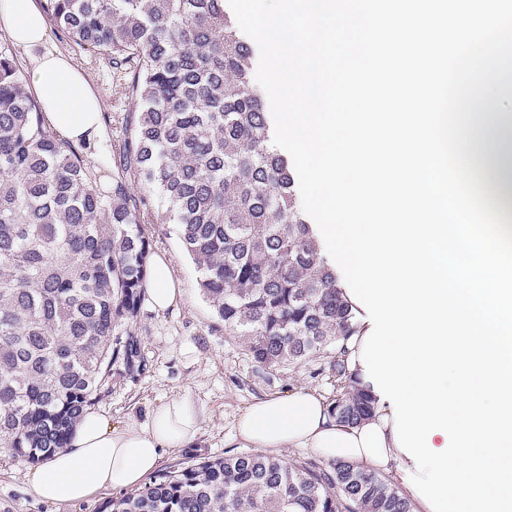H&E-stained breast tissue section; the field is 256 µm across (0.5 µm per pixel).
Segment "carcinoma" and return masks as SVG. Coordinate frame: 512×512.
I'll use <instances>...</instances> for the list:
<instances>
[{
    "label": "carcinoma",
    "instance_id": "carcinoma-1",
    "mask_svg": "<svg viewBox=\"0 0 512 512\" xmlns=\"http://www.w3.org/2000/svg\"><path fill=\"white\" fill-rule=\"evenodd\" d=\"M58 40L106 61L132 108L112 183L47 129L0 45V449L39 463L110 390L146 370L136 333L152 206L177 226L199 287L259 366L336 351L347 425L376 398L345 365L355 309L273 143L254 52L224 0H41ZM140 183L139 192L130 182ZM103 512H414L356 464H287L262 451L164 471Z\"/></svg>",
    "mask_w": 512,
    "mask_h": 512
}]
</instances>
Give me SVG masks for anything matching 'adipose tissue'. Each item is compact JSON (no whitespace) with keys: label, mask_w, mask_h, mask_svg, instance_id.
<instances>
[{"label":"adipose tissue","mask_w":512,"mask_h":512,"mask_svg":"<svg viewBox=\"0 0 512 512\" xmlns=\"http://www.w3.org/2000/svg\"><path fill=\"white\" fill-rule=\"evenodd\" d=\"M0 28L22 46L41 44L46 26L37 0H0ZM31 87L42 102L50 128L79 141L100 126L101 101L85 78L61 56L36 59ZM471 149L483 188L500 216L512 223V88L488 100L475 118ZM149 295L156 309L182 299L184 290L164 258L152 264ZM393 409L378 403L361 424L339 423L324 398L304 388L253 401L237 418L234 438L244 446L281 450L309 448L331 460L388 471L413 468L393 439ZM202 414L189 398L172 399L146 421L114 426L90 413L78 424L65 448L48 458L29 479L30 494L40 500L68 504L105 488L138 487L156 470L162 453L198 445Z\"/></svg>","instance_id":"1"}]
</instances>
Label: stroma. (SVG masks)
Returning <instances> with one entry per match:
<instances>
[{
    "label": "stroma",
    "instance_id": "1",
    "mask_svg": "<svg viewBox=\"0 0 512 512\" xmlns=\"http://www.w3.org/2000/svg\"><path fill=\"white\" fill-rule=\"evenodd\" d=\"M25 70L47 52L61 54L82 72L101 101V126L85 144L84 159L98 179L112 177L111 147L123 136L116 124V113L127 103L104 60L87 51L74 50L60 43L55 35L34 49L15 47ZM147 233L152 255H167L172 273L184 287V300L167 312L155 311L143 303L137 331L142 338L147 369L134 378L114 377L112 391L95 405L94 411L110 424L131 419L145 420L161 404L189 397L203 410L200 445L196 448L166 450L159 464L168 470L182 463L227 455L234 441V424L254 400L284 394L305 387L326 399L339 391L332 361L315 358L300 365L276 370L256 366L242 343L225 330L200 294L199 272L185 254L173 225L154 221ZM32 463L0 452V512H102L107 501L125 496L122 488L100 492L74 505H54L28 493Z\"/></svg>",
    "mask_w": 512,
    "mask_h": 512
}]
</instances>
